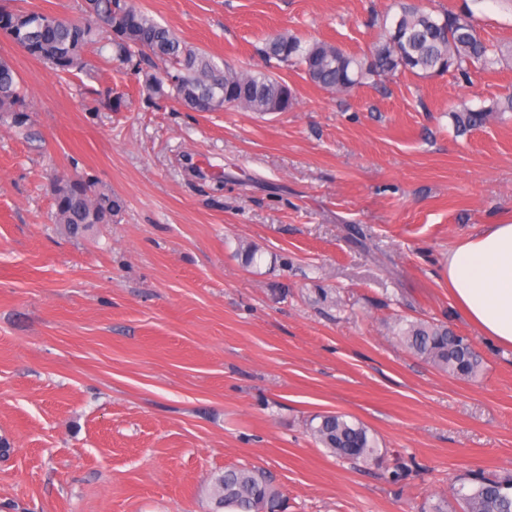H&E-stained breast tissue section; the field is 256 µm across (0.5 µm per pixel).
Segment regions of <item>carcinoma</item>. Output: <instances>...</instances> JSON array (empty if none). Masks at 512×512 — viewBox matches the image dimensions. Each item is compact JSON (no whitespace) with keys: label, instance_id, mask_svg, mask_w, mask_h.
Returning a JSON list of instances; mask_svg holds the SVG:
<instances>
[{"label":"carcinoma","instance_id":"1","mask_svg":"<svg viewBox=\"0 0 512 512\" xmlns=\"http://www.w3.org/2000/svg\"><path fill=\"white\" fill-rule=\"evenodd\" d=\"M432 9L397 0V12L382 21L383 34L370 52L350 54L322 39L303 40L281 32L259 49L264 66L242 70L189 45L168 27L137 9L129 0H83L82 21L39 11L0 8V34L31 57L59 73L88 69L86 55L103 57L142 77L140 93L151 107L173 101L189 111L214 112L226 106L252 112H286L294 104L292 90L276 70L291 68L310 74V82L327 92L376 84L398 72L467 77L473 68L492 70L512 48L486 40L471 5ZM124 95L108 88L93 111L118 112ZM32 106L11 64L0 59V122L16 132L28 129ZM512 113V94L488 107L461 103L451 109L457 132L484 124L493 114ZM55 221L67 233L83 224H110L123 208L121 199L92 178L56 179L51 184ZM394 339L435 369L459 380L476 378L482 359L471 340L448 325L421 318H395ZM308 432L316 444L353 465L379 463L383 456L375 433L363 422L340 412L318 414ZM210 498L219 512H273L283 508L280 493L254 466H230L211 479ZM421 512H512V476L470 472L452 486L451 498L431 499Z\"/></svg>","mask_w":512,"mask_h":512}]
</instances>
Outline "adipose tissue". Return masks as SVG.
Wrapping results in <instances>:
<instances>
[{"instance_id": "1", "label": "adipose tissue", "mask_w": 512, "mask_h": 512, "mask_svg": "<svg viewBox=\"0 0 512 512\" xmlns=\"http://www.w3.org/2000/svg\"><path fill=\"white\" fill-rule=\"evenodd\" d=\"M448 285L482 338L512 345V223L489 225L450 249Z\"/></svg>"}]
</instances>
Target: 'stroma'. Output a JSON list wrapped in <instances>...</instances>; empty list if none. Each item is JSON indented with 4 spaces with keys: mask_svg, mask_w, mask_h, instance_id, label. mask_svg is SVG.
<instances>
[{
    "mask_svg": "<svg viewBox=\"0 0 512 512\" xmlns=\"http://www.w3.org/2000/svg\"><path fill=\"white\" fill-rule=\"evenodd\" d=\"M241 69L279 32L367 51L394 0H133ZM512 42V11L474 8ZM33 106L0 124V512H212L209 483L265 470L284 512H417L466 470L512 472V346L448 291V251L512 223V118L457 135L451 106L512 91V61L469 78L405 72L331 94L281 75L285 112L148 107L133 73L89 56L56 74L0 35ZM129 104L93 111L97 91ZM87 177L124 201L73 238L50 186ZM261 252L256 267L237 255ZM434 318L485 361L452 378L398 345ZM364 422L384 468L316 445L307 420ZM411 462L388 482L385 467Z\"/></svg>",
    "mask_w": 512,
    "mask_h": 512,
    "instance_id": "35a3bbf8",
    "label": "stroma"
}]
</instances>
